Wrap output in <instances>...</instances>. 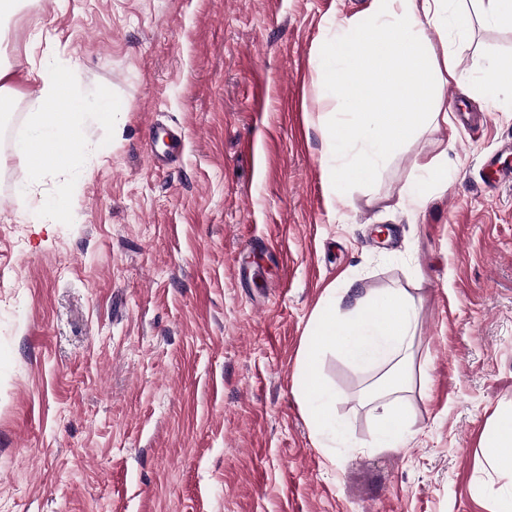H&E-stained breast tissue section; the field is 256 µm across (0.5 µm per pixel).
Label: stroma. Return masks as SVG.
I'll return each instance as SVG.
<instances>
[{
	"label": "stroma",
	"instance_id": "stroma-1",
	"mask_svg": "<svg viewBox=\"0 0 512 512\" xmlns=\"http://www.w3.org/2000/svg\"><path fill=\"white\" fill-rule=\"evenodd\" d=\"M369 0H40L0 55L66 67L117 125L85 123L82 177L11 155L38 87L0 112V512H494L512 477L481 442L512 409V184L485 162L512 112L466 84L471 121L416 133L345 198L327 189L314 59ZM449 34L458 72L512 59V30ZM181 130L161 169L156 127ZM448 187L401 207L416 159ZM73 214L28 224L41 197ZM408 289L419 310L410 432L373 445L380 370L326 354L348 443L298 395L327 288Z\"/></svg>",
	"mask_w": 512,
	"mask_h": 512
}]
</instances>
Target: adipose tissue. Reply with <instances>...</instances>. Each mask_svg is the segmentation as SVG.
<instances>
[{"label": "adipose tissue", "instance_id": "adipose-tissue-1", "mask_svg": "<svg viewBox=\"0 0 512 512\" xmlns=\"http://www.w3.org/2000/svg\"><path fill=\"white\" fill-rule=\"evenodd\" d=\"M470 27V13L450 0H371L364 15L343 18L330 28L315 66L324 98L336 105L322 122L331 194L343 196L351 184L368 181L418 130L447 123L444 89L462 77L450 55H439L430 34H462ZM368 69L371 80L356 83V76ZM20 77L38 84L39 94L26 132L12 144L13 157L28 164L36 180L62 167L83 175L80 125L88 118L116 124L119 111L105 102L88 111L69 72L50 63L30 64L21 74L0 60V100L13 94ZM414 169L415 187L402 198L409 210L423 206L431 192L448 184L444 154L415 161ZM418 319L403 288L328 292L313 313L300 371L299 397L315 436L336 429V394L318 368L320 358L331 353L355 366L385 367L382 384L371 394L378 418L374 445L399 447L410 427L402 394L409 388ZM482 452L493 469L512 474V413L490 429Z\"/></svg>", "mask_w": 512, "mask_h": 512}]
</instances>
